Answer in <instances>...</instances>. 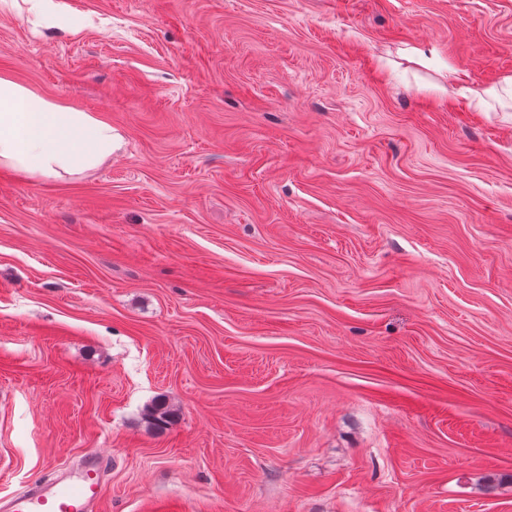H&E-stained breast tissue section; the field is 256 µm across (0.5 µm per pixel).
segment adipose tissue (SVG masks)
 Returning <instances> with one entry per match:
<instances>
[{
  "mask_svg": "<svg viewBox=\"0 0 512 512\" xmlns=\"http://www.w3.org/2000/svg\"><path fill=\"white\" fill-rule=\"evenodd\" d=\"M111 123L0 77V165L28 176L81 173L112 154Z\"/></svg>",
  "mask_w": 512,
  "mask_h": 512,
  "instance_id": "ef3b65f1",
  "label": "adipose tissue"
}]
</instances>
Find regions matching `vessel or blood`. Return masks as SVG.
Wrapping results in <instances>:
<instances>
[{
    "label": "vessel or blood",
    "mask_w": 512,
    "mask_h": 512,
    "mask_svg": "<svg viewBox=\"0 0 512 512\" xmlns=\"http://www.w3.org/2000/svg\"><path fill=\"white\" fill-rule=\"evenodd\" d=\"M102 476L100 458L88 453L74 475L44 480L9 498L7 512H96L103 496Z\"/></svg>",
    "instance_id": "vessel-or-blood-1"
}]
</instances>
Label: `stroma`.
<instances>
[{"label":"stroma","mask_w":512,"mask_h":512,"mask_svg":"<svg viewBox=\"0 0 512 512\" xmlns=\"http://www.w3.org/2000/svg\"><path fill=\"white\" fill-rule=\"evenodd\" d=\"M0 75L119 136L0 167V502L512 512V0H0ZM457 93L469 104H484L488 99H496L500 97L501 93L510 95L512 98V77L505 78L504 86L502 87H488L484 85L472 84L458 88ZM145 419L156 428H164L171 423L174 411L164 398L156 399L145 408ZM102 462L90 452L74 475L54 477L8 499V512H93L103 496Z\"/></svg>","instance_id":"stroma-1"}]
</instances>
